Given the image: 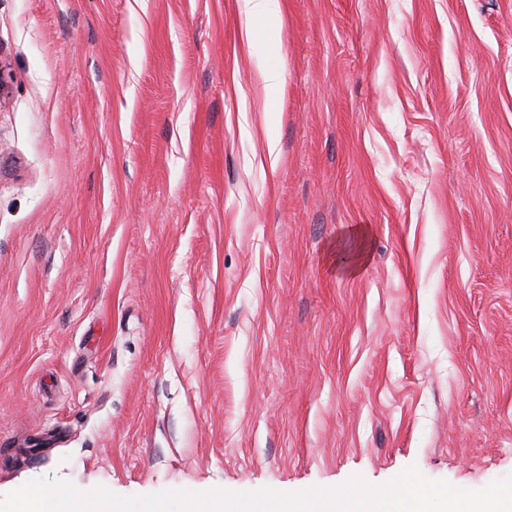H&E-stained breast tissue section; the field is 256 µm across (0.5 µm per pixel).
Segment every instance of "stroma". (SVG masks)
<instances>
[{"label": "stroma", "mask_w": 512, "mask_h": 512, "mask_svg": "<svg viewBox=\"0 0 512 512\" xmlns=\"http://www.w3.org/2000/svg\"><path fill=\"white\" fill-rule=\"evenodd\" d=\"M271 9L0 0V495L512 474V0Z\"/></svg>", "instance_id": "35a3bbf8"}]
</instances>
